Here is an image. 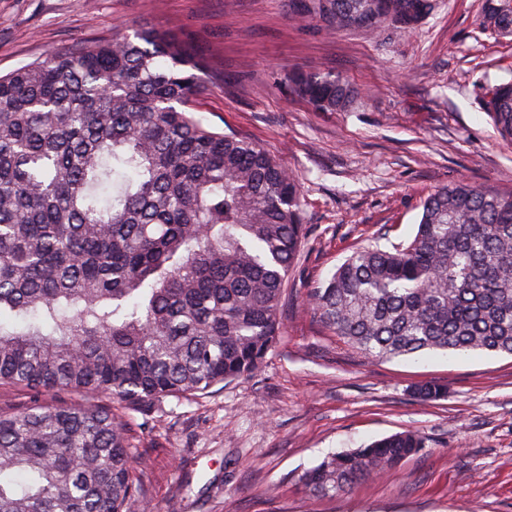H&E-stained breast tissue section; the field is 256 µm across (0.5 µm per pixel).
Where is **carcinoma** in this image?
I'll list each match as a JSON object with an SVG mask.
<instances>
[{
	"instance_id": "carcinoma-1",
	"label": "carcinoma",
	"mask_w": 512,
	"mask_h": 512,
	"mask_svg": "<svg viewBox=\"0 0 512 512\" xmlns=\"http://www.w3.org/2000/svg\"><path fill=\"white\" fill-rule=\"evenodd\" d=\"M435 6L306 0L303 18L406 35ZM483 25L512 36V0H485ZM206 69L193 39L149 27L0 73L1 385L139 409L263 364L304 238L298 188L264 149L195 117ZM288 90L321 112L360 97L330 72L294 73ZM486 97L511 144L512 83ZM308 301L367 358L511 356L512 194L435 190L411 240L352 254ZM413 392L439 400L447 388ZM424 448L395 433L328 457L304 484L344 493ZM133 464L110 407L0 415V512H124Z\"/></svg>"
}]
</instances>
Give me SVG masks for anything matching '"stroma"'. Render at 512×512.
Here are the masks:
<instances>
[{
	"label": "stroma",
	"instance_id": "obj_1",
	"mask_svg": "<svg viewBox=\"0 0 512 512\" xmlns=\"http://www.w3.org/2000/svg\"><path fill=\"white\" fill-rule=\"evenodd\" d=\"M484 0H436L412 33L328 29L291 0H0V73L84 39L154 26L194 36L210 69L197 117L253 141L290 172L305 239L262 367L204 393L123 411L135 455L125 512H512V357L425 353L372 361L314 315L311 288L377 238L413 236L434 190L465 180L512 192V144L484 107L512 82V37ZM356 86L349 112H317L289 75ZM423 381L447 386L423 401ZM404 430L424 450L336 496L304 474L326 456Z\"/></svg>",
	"mask_w": 512,
	"mask_h": 512
}]
</instances>
